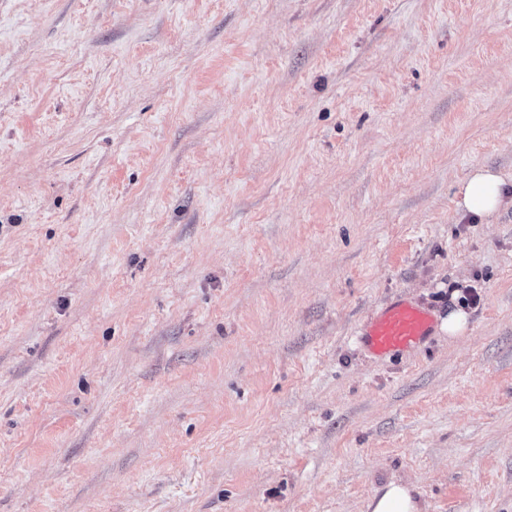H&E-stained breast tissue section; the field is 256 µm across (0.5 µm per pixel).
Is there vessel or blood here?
<instances>
[{"label": "vessel or blood", "instance_id": "vessel-or-blood-1", "mask_svg": "<svg viewBox=\"0 0 512 512\" xmlns=\"http://www.w3.org/2000/svg\"><path fill=\"white\" fill-rule=\"evenodd\" d=\"M430 309L415 302L387 306L366 328L361 341L378 357L397 355L420 345L433 331Z\"/></svg>", "mask_w": 512, "mask_h": 512}]
</instances>
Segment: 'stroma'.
<instances>
[{"mask_svg":"<svg viewBox=\"0 0 512 512\" xmlns=\"http://www.w3.org/2000/svg\"><path fill=\"white\" fill-rule=\"evenodd\" d=\"M512 0H0V512H512ZM469 329L369 357L409 300ZM457 197L458 212L488 220L512 205V187L510 191L509 184L496 171L477 166L460 185ZM469 326L468 313L457 307L448 311V316L440 318V330L448 336H462L467 332ZM369 512H424L413 494V487L401 481H389L370 500Z\"/></svg>","mask_w":512,"mask_h":512,"instance_id":"obj_1","label":"stroma"}]
</instances>
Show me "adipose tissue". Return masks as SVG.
Here are the masks:
<instances>
[{"mask_svg": "<svg viewBox=\"0 0 512 512\" xmlns=\"http://www.w3.org/2000/svg\"><path fill=\"white\" fill-rule=\"evenodd\" d=\"M458 212L482 220L495 216L502 208L512 205V186L496 171L475 167L457 193ZM369 512H424L423 505L413 494L411 485L401 481L385 484L370 500Z\"/></svg>", "mask_w": 512, "mask_h": 512, "instance_id": "1", "label": "adipose tissue"}]
</instances>
